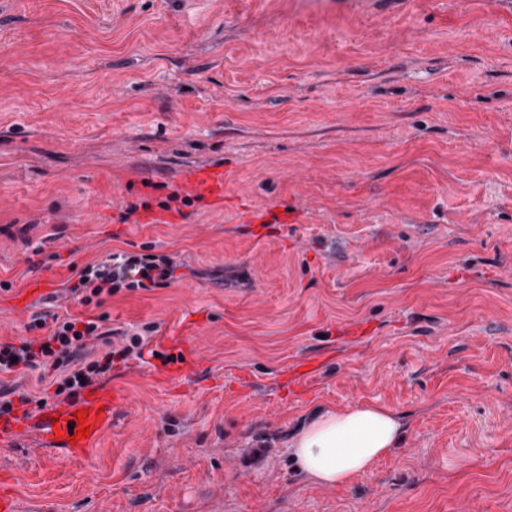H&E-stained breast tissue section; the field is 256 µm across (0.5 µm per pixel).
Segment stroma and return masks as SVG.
<instances>
[{
	"mask_svg": "<svg viewBox=\"0 0 512 512\" xmlns=\"http://www.w3.org/2000/svg\"><path fill=\"white\" fill-rule=\"evenodd\" d=\"M145 247L178 281L102 310L153 352L81 460L0 444L20 512H512V0H0V339ZM359 404L400 443L313 483L289 439ZM187 180L200 193L224 197V175H217L210 170H201L189 174Z\"/></svg>",
	"mask_w": 512,
	"mask_h": 512,
	"instance_id": "stroma-1",
	"label": "stroma"
}]
</instances>
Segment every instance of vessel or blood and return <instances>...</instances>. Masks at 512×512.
Instances as JSON below:
<instances>
[{
	"label": "vessel or blood",
	"mask_w": 512,
	"mask_h": 512,
	"mask_svg": "<svg viewBox=\"0 0 512 512\" xmlns=\"http://www.w3.org/2000/svg\"><path fill=\"white\" fill-rule=\"evenodd\" d=\"M188 181L201 193L215 197L224 194V178L215 172L196 171L189 174ZM120 401L118 392L94 387L73 400L50 404L33 417L16 414L0 417V443L32 435L46 447L63 449L69 458H82L95 438L111 428ZM80 410L86 412V424L91 429L90 435L82 439L77 436L76 423V413Z\"/></svg>",
	"instance_id": "obj_1"
}]
</instances>
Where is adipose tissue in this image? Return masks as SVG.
I'll use <instances>...</instances> for the list:
<instances>
[{
  "label": "adipose tissue",
  "mask_w": 512,
  "mask_h": 512,
  "mask_svg": "<svg viewBox=\"0 0 512 512\" xmlns=\"http://www.w3.org/2000/svg\"><path fill=\"white\" fill-rule=\"evenodd\" d=\"M392 410L373 404L319 412L289 443L288 450L310 481L346 485L369 474L401 438Z\"/></svg>",
  "instance_id": "1"
}]
</instances>
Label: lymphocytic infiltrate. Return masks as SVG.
Masks as SVG:
<instances>
[{
  "instance_id": "f902f5d3",
  "label": "lymphocytic infiltrate",
  "mask_w": 512,
  "mask_h": 512,
  "mask_svg": "<svg viewBox=\"0 0 512 512\" xmlns=\"http://www.w3.org/2000/svg\"><path fill=\"white\" fill-rule=\"evenodd\" d=\"M175 255L113 252L81 266L65 291L85 307H97L122 291L149 290L176 281ZM107 314L82 318L51 309L34 313L25 337L0 341V374L53 372L55 397L71 399L100 384L115 363L142 359L151 326L140 331H114Z\"/></svg>"
}]
</instances>
